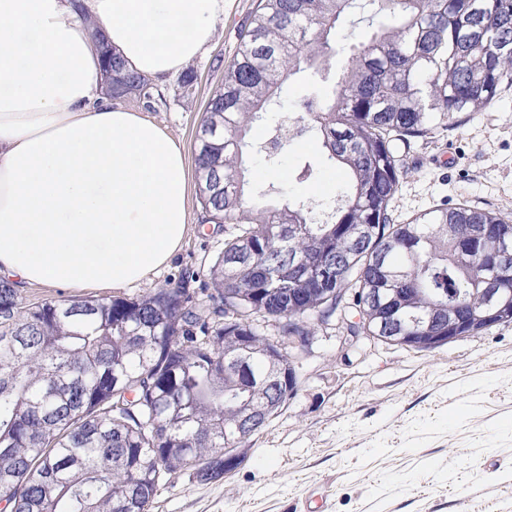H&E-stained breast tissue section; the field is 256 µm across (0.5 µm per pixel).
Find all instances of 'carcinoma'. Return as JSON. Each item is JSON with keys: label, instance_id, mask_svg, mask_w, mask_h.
I'll return each instance as SVG.
<instances>
[{"label": "carcinoma", "instance_id": "carcinoma-1", "mask_svg": "<svg viewBox=\"0 0 512 512\" xmlns=\"http://www.w3.org/2000/svg\"><path fill=\"white\" fill-rule=\"evenodd\" d=\"M357 0H259L198 136L200 203L225 225L206 274L211 310L182 285L140 297L24 302L0 280V503L4 512H149L161 474L224 477V456L297 391L280 339L307 336L341 301L370 336H439L461 318L493 327L484 299L512 309V219L469 205L406 224L389 212L405 165L399 147L486 112L512 85V0H366L367 42L349 49L330 94L308 91L293 137L310 135L346 169L324 219L301 199L249 207L244 157L275 162L282 128L247 137L287 79L327 73L332 33ZM145 93L146 76L125 68ZM336 263L324 278L318 264Z\"/></svg>", "mask_w": 512, "mask_h": 512}]
</instances>
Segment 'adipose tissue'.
Here are the masks:
<instances>
[{
	"label": "adipose tissue",
	"instance_id": "adipose-tissue-1",
	"mask_svg": "<svg viewBox=\"0 0 512 512\" xmlns=\"http://www.w3.org/2000/svg\"><path fill=\"white\" fill-rule=\"evenodd\" d=\"M0 0V276L133 286L189 232L182 148L102 95L100 26L130 70L164 78L205 52L224 0Z\"/></svg>",
	"mask_w": 512,
	"mask_h": 512
}]
</instances>
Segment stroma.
I'll return each instance as SVG.
<instances>
[{
  "label": "stroma",
  "mask_w": 512,
  "mask_h": 512,
  "mask_svg": "<svg viewBox=\"0 0 512 512\" xmlns=\"http://www.w3.org/2000/svg\"><path fill=\"white\" fill-rule=\"evenodd\" d=\"M259 0H226L216 33L192 66L196 81L151 80L148 95L122 106L160 125L194 166L209 97L224 77V61L239 46ZM310 74L286 82L254 139L294 126L295 101ZM407 173L391 203L394 223L437 207L464 203L512 217V88L486 112L413 141ZM312 177H303L304 167ZM246 201L300 198L314 209L335 205L346 172L325 163L311 137L291 141L276 162L254 154L245 163ZM191 229L170 264L142 283L115 292L26 284L27 302L141 296L176 282L204 287L206 271L224 247V227L211 224L188 186ZM313 352L298 368L295 396L251 438L244 461L217 482L185 471L160 480L150 512H512V323L431 351L369 341L339 352L335 326H313Z\"/></svg>",
  "instance_id": "1"
}]
</instances>
